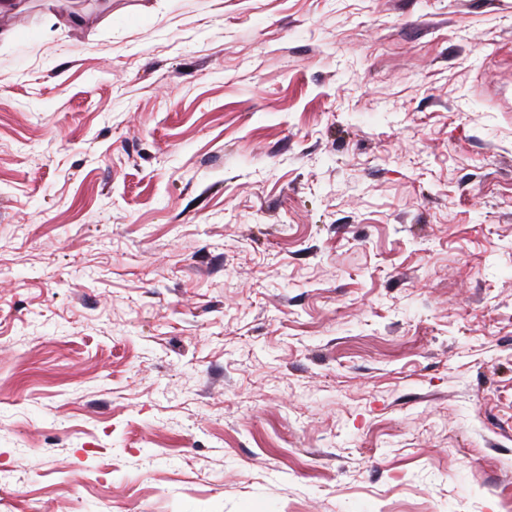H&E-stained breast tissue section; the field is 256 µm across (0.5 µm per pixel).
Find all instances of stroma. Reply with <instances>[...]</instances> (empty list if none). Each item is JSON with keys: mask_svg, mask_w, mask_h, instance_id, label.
Segmentation results:
<instances>
[{"mask_svg": "<svg viewBox=\"0 0 512 512\" xmlns=\"http://www.w3.org/2000/svg\"><path fill=\"white\" fill-rule=\"evenodd\" d=\"M0 31V512H503L512 0Z\"/></svg>", "mask_w": 512, "mask_h": 512, "instance_id": "1", "label": "stroma"}]
</instances>
